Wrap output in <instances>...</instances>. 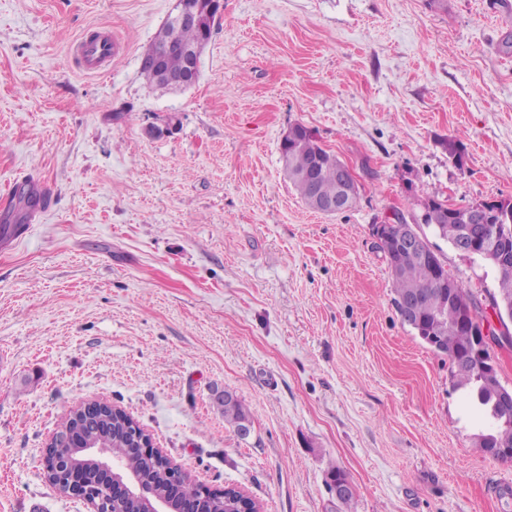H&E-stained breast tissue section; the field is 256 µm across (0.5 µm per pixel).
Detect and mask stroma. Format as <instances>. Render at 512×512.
Returning a JSON list of instances; mask_svg holds the SVG:
<instances>
[{"mask_svg":"<svg viewBox=\"0 0 512 512\" xmlns=\"http://www.w3.org/2000/svg\"><path fill=\"white\" fill-rule=\"evenodd\" d=\"M175 5L0 0V225H20L0 241V512H85L42 452L94 398L265 512H512V461L477 446L371 235L404 215L499 329L494 269L421 218L512 199V0H224L197 83L163 91L140 62ZM102 31L104 76L72 51ZM297 123L354 170L351 209L313 211L285 177ZM27 181L52 192L22 218ZM246 420H250L249 412L237 397L234 396L232 399L224 401V421L231 425L239 435H241L242 423Z\"/></svg>","mask_w":512,"mask_h":512,"instance_id":"obj_1","label":"stroma"}]
</instances>
